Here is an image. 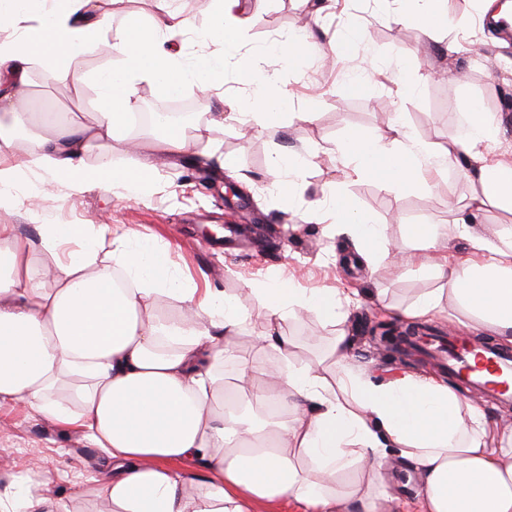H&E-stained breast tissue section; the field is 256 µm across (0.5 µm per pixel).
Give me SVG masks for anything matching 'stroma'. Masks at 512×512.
<instances>
[{
	"label": "stroma",
	"mask_w": 512,
	"mask_h": 512,
	"mask_svg": "<svg viewBox=\"0 0 512 512\" xmlns=\"http://www.w3.org/2000/svg\"><path fill=\"white\" fill-rule=\"evenodd\" d=\"M447 2L450 27L428 39L396 19L395 0H240L246 19L244 43L255 55L258 72L274 74L275 89L292 94L295 111H303L311 97H318L313 121L284 120L259 137L225 122L196 147V154L209 161L199 170L163 156L151 140H144L135 154L115 142L109 147L115 167L153 165L148 192L137 197L108 186L75 195L65 180L30 170L23 177L19 202L9 212L0 211V223L16 225L19 234L28 236L36 235L41 224H108L125 234L133 247L167 253L170 273L179 283L240 297L247 318L239 348L256 363L274 358L275 352L256 341L265 322L248 282L289 280L301 288L357 292L359 301L349 306L346 320L356 363L380 377L431 371L427 356L384 350L376 327L405 324L400 309L438 288V281L409 265L373 274L361 258L336 261L348 238L316 223L305 208L321 199L332 183L354 207L385 225L392 239H401L408 224L447 230L458 207L473 193L458 168H440L435 159H423L432 189L411 186L399 194L377 181L346 174L338 143L355 131L392 141L395 133L385 117L389 111L417 138L443 142L449 126L472 104H479L500 125L491 152L512 159V36L484 25L480 0ZM216 8V0H190L187 11L193 26L177 36L176 45L189 54L213 50L208 28ZM294 34L314 45L334 46V60L309 53L288 63L269 54L272 44ZM119 60L103 46L76 59L55 81L45 78L41 65H34L18 151H25L28 138L55 134L66 124L93 125L98 101L91 76ZM356 76L366 82V91L353 89ZM409 83L415 91L407 96L403 89ZM307 150L313 153V163L295 196L276 197L270 189L272 157ZM228 156L237 167L230 176L223 166ZM228 179L236 193H226ZM377 288L384 293L383 301L372 295ZM111 472V461L80 430L43 419L22 404L0 405V512H17L24 487L43 473L54 479L60 495H69L77 486L85 489V496L72 504L74 512H104L93 489ZM382 477L405 512H416L415 470L391 461L384 465Z\"/></svg>",
	"instance_id": "35a3bbf8"
}]
</instances>
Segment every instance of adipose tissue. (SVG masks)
<instances>
[{
  "mask_svg": "<svg viewBox=\"0 0 512 512\" xmlns=\"http://www.w3.org/2000/svg\"><path fill=\"white\" fill-rule=\"evenodd\" d=\"M152 3L149 19L120 37L119 66L94 76L95 125L38 138L19 157L13 148L30 65L41 62L52 76L65 72L98 48L106 18L101 0H0V210L13 205L31 169L64 177L75 194L110 183L134 194L149 189L150 165L118 169L107 153L94 169L84 165L93 144L125 139L141 81L177 94L190 83L205 92L219 85L230 61L248 95L235 120L257 135L280 123L293 98L273 91L272 76H259L252 55L239 51V0H220L212 24L224 52L184 58L165 44L189 26L188 16L172 0ZM404 3L401 21L426 34L447 28L446 0ZM498 135L494 117L474 105L444 144L399 127L391 143L354 132L338 149L349 173L394 193L422 185L421 160L430 157L458 166L476 185L474 209H512V162L486 150ZM322 208L365 250L372 268L412 264L434 272L440 288L419 295L405 316L460 306L479 328L512 343V227L489 237L456 218L455 233L473 250L440 256L437 225H407L396 243L335 190ZM111 231L108 224H45L33 240L0 224V402H22L77 427L111 459L112 474L96 490L108 512H254L256 502L283 497L304 512H383L389 495L381 470L392 457L417 471L421 512H512V427L490 423L434 378L378 379L354 365L342 328L350 295L290 281L249 284L263 304L261 340L279 361H242L232 384L250 389L255 405L274 400L287 408L282 418L260 422L225 408L227 384L216 371L221 357L236 354L246 319L240 300L180 287L165 253L131 248L123 237L100 255L97 241ZM71 241L75 249L65 250ZM37 250L55 259L47 287L29 273ZM119 278L126 287H116ZM170 297L183 303L185 316L157 320L154 309ZM303 316L336 327L326 359L297 358L284 334L288 319ZM200 459L209 474L191 493L189 469ZM175 461L181 469H172Z\"/></svg>",
  "mask_w": 512,
  "mask_h": 512,
  "instance_id": "obj_1",
  "label": "adipose tissue"
}]
</instances>
